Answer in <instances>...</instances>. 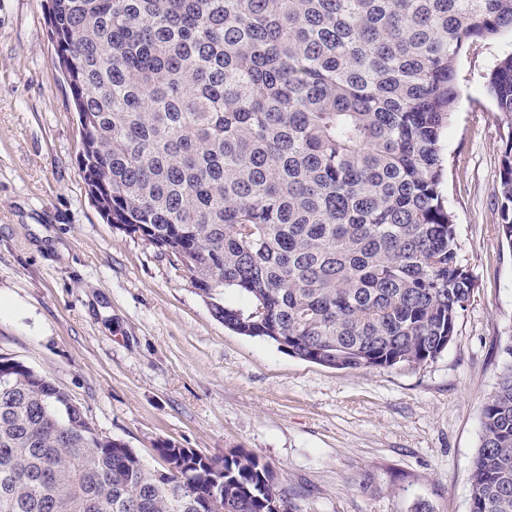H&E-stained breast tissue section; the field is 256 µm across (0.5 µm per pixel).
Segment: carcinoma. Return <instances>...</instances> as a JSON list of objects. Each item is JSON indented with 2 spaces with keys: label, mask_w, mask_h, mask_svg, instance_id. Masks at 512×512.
<instances>
[{
  "label": "carcinoma",
  "mask_w": 512,
  "mask_h": 512,
  "mask_svg": "<svg viewBox=\"0 0 512 512\" xmlns=\"http://www.w3.org/2000/svg\"><path fill=\"white\" fill-rule=\"evenodd\" d=\"M48 15L94 202L174 257L216 319L339 370L448 349L478 289L442 193L455 60L512 32V0H48ZM487 92L512 244V54ZM481 425L470 512H512V339ZM158 454L148 466L0 357V512H273L275 497L301 512L246 448Z\"/></svg>",
  "instance_id": "1"
}]
</instances>
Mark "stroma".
I'll list each match as a JSON object with an SVG mask.
<instances>
[{
    "mask_svg": "<svg viewBox=\"0 0 512 512\" xmlns=\"http://www.w3.org/2000/svg\"><path fill=\"white\" fill-rule=\"evenodd\" d=\"M47 0H0V356L81 406L152 466L171 442L257 453L302 512H469L481 404L512 336V245L498 194L500 114L484 77L512 34L464 44L441 140L460 257L479 287L448 349L413 369L338 370L217 320L167 256L107 224L54 64ZM377 488L359 486L364 473Z\"/></svg>",
    "mask_w": 512,
    "mask_h": 512,
    "instance_id": "1",
    "label": "stroma"
}]
</instances>
